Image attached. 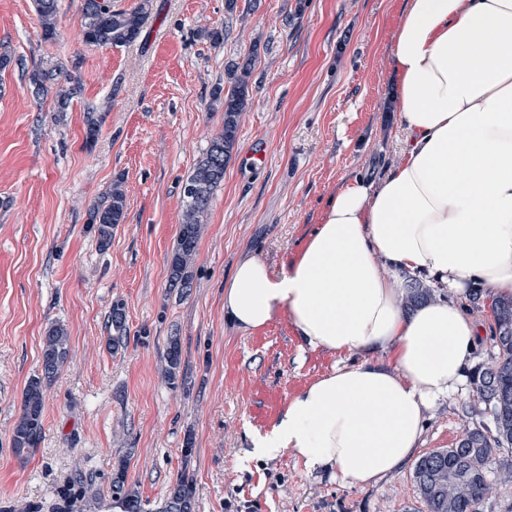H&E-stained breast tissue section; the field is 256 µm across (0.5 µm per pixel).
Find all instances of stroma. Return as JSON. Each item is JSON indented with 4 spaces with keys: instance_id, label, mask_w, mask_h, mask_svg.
Instances as JSON below:
<instances>
[{
    "instance_id": "obj_1",
    "label": "stroma",
    "mask_w": 512,
    "mask_h": 512,
    "mask_svg": "<svg viewBox=\"0 0 512 512\" xmlns=\"http://www.w3.org/2000/svg\"><path fill=\"white\" fill-rule=\"evenodd\" d=\"M405 0H152L137 42L83 43L82 0H58L44 39L34 0H0V512H119L112 472L148 507L181 472L196 512H422L414 461L376 485L307 473L285 449L248 455L289 400L368 352L308 347L287 313L244 333L224 318V282L241 256L289 268L336 191L379 178L405 132L388 106L389 57ZM224 33L220 44L203 37ZM250 63L224 181L189 269L170 287L183 184L224 128L215 87ZM57 67L79 80L68 111L29 75ZM102 122L85 149L86 104ZM266 153L258 161V153ZM123 181L126 214L99 247L89 210ZM126 313L128 342L111 351L108 315ZM61 325L70 354L48 389L44 430L26 462L11 449L23 390L41 370L45 329ZM182 345L176 383L164 377L170 337ZM471 383L425 413L420 453L454 445L489 417Z\"/></svg>"
}]
</instances>
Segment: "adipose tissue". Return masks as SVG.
Here are the masks:
<instances>
[{"instance_id": "ef3b65f1", "label": "adipose tissue", "mask_w": 512, "mask_h": 512, "mask_svg": "<svg viewBox=\"0 0 512 512\" xmlns=\"http://www.w3.org/2000/svg\"><path fill=\"white\" fill-rule=\"evenodd\" d=\"M406 133L381 181L341 187L289 269L242 257L224 315L250 332L287 311L309 347L380 353L289 400L251 455L289 448L308 473L372 485L417 451L424 412L472 364L459 302L401 307L407 276L512 298V0H406L390 51Z\"/></svg>"}]
</instances>
